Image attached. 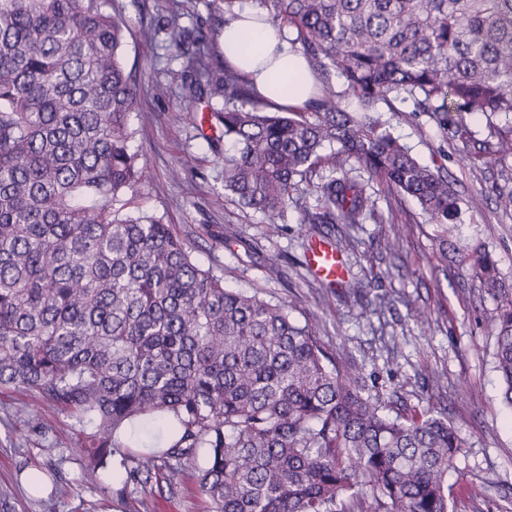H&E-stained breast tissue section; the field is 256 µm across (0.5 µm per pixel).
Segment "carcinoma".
<instances>
[{
	"instance_id": "carcinoma-1",
	"label": "carcinoma",
	"mask_w": 512,
	"mask_h": 512,
	"mask_svg": "<svg viewBox=\"0 0 512 512\" xmlns=\"http://www.w3.org/2000/svg\"><path fill=\"white\" fill-rule=\"evenodd\" d=\"M323 77L308 110L255 93L219 64L214 39L162 28L184 79L221 128L224 190L271 218L343 224L377 210L373 183L414 199L440 228L461 223L448 177L421 164L375 107L393 95L433 114L475 161L512 157V0H211L224 25L243 4ZM110 0H0V389H28L88 424L87 466L112 461L124 496L168 491L207 452L198 490L212 512H451L448 468L466 440L442 416L409 415L345 351L323 348L258 291L224 287L163 218L128 211L145 174L126 74V24ZM344 79L335 90L332 76ZM357 98L361 112L342 106ZM453 112L483 116L476 137ZM495 191L512 209V176ZM460 264L495 304L490 332L512 408V288L481 244ZM140 433H127L132 423ZM164 436L161 455L135 449Z\"/></svg>"
}]
</instances>
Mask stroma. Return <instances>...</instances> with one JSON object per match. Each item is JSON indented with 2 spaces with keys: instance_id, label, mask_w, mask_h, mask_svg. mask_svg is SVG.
I'll use <instances>...</instances> for the list:
<instances>
[{
  "instance_id": "1",
  "label": "stroma",
  "mask_w": 512,
  "mask_h": 512,
  "mask_svg": "<svg viewBox=\"0 0 512 512\" xmlns=\"http://www.w3.org/2000/svg\"><path fill=\"white\" fill-rule=\"evenodd\" d=\"M127 23L124 62L141 85L133 115L135 145L146 173L132 208L162 216L203 266L217 268L229 288L257 290L288 306L298 323L322 324L324 348L351 352L382 397H399L409 409L434 408L447 417L467 446L448 471L453 512H512V410L502 401L495 367V339L488 326L495 305L479 280L456 262L439 259V239L416 203L379 188L378 210L387 224H367L352 247L341 250L346 279L363 281L371 294L393 299L379 315L363 314L345 288H331L305 265L310 240L336 243L328 224H303L289 211L280 235L267 234L262 213L241 207L225 194L218 153L207 143L220 134L207 123L206 100L190 98L180 73L182 58L169 50L168 34L155 43L140 32L161 26L166 0H111ZM166 94H158V87ZM378 110L392 135L422 163L440 165L461 200L480 199L462 212L448 239L457 248L480 243L492 253L501 281L512 288V211L498 204L492 185L507 164L472 171L463 144L449 140L436 117L394 98ZM239 236L228 241L225 225ZM429 315L416 322V312ZM442 373L441 388L426 380ZM38 414L42 430L28 427ZM83 425L32 391L0 393V491L11 494L12 512H208L194 467L175 491L150 488L117 496L109 470H89L81 449ZM42 476L45 493H32L19 473Z\"/></svg>"
}]
</instances>
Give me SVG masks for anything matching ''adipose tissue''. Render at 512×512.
<instances>
[{
    "label": "adipose tissue",
    "instance_id": "ef3b65f1",
    "mask_svg": "<svg viewBox=\"0 0 512 512\" xmlns=\"http://www.w3.org/2000/svg\"><path fill=\"white\" fill-rule=\"evenodd\" d=\"M257 13V7L245 6L243 20L225 28L224 57L230 65L252 74L258 92L264 97L279 104L303 106L313 93V77L308 63L288 41L280 39L273 26L255 22ZM257 50L271 60L273 69L291 78L292 87L288 93H281L270 81L268 72L262 70L253 56Z\"/></svg>",
    "mask_w": 512,
    "mask_h": 512
}]
</instances>
